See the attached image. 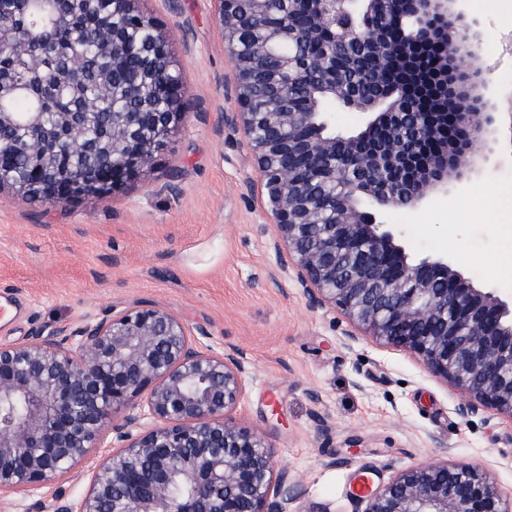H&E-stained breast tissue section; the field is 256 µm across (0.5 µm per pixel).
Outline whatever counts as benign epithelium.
I'll use <instances>...</instances> for the list:
<instances>
[{"label": "benign epithelium", "mask_w": 512, "mask_h": 512, "mask_svg": "<svg viewBox=\"0 0 512 512\" xmlns=\"http://www.w3.org/2000/svg\"><path fill=\"white\" fill-rule=\"evenodd\" d=\"M458 0H304L316 20L334 27L327 53L349 52L360 40L357 19L407 20L429 41L448 45L453 66L448 83L467 100L457 112L465 126L455 151H440L409 191L390 187L389 175L411 164L404 127L419 140L435 138L448 114L417 112L398 85L370 102L358 87L331 93L339 104L365 115V126L383 125L382 143L359 153L357 171L331 170L336 189L318 194L293 164L336 159V141L357 146L359 132L330 131L329 113L297 112L284 86L267 89L263 111L246 87L269 68L277 49L299 57L313 31L298 32L285 14L264 25L260 39H246L247 19L263 20L269 0H213L215 20L234 63L233 111L224 124L242 134L265 189L275 233L271 247L313 309H338L360 330L387 346L416 354L437 377L453 382L468 400L467 417L479 407L512 416V295L476 288L445 257L410 259L400 232L378 224L363 209L383 212L416 207L448 190L489 160L490 135L506 124L512 134V104L486 111V87L474 60L481 47L452 32L469 29ZM114 15L150 29L157 60L171 63L169 35L137 0H108ZM406 39L392 24L373 43L382 51ZM97 57L121 60L126 37L103 28ZM50 45L39 30L14 17H0V56L25 55L27 79L0 69V98L30 84L45 90L65 86V112H8L0 130L21 127L25 136L0 141V155L24 157L26 172L1 180L0 189L55 207L102 196L137 179L178 130L186 116L188 89L178 84L164 112L149 99L115 83L96 57L81 53L45 75L40 62ZM96 72L90 99L83 79ZM123 95L132 112H112L93 140L89 116ZM80 159L78 170L59 165L58 151ZM246 360L235 347L224 354L202 349L175 312L149 302L100 320L39 334L18 344H0V498L64 479L93 447L102 428L112 429V453L91 473L78 500L61 496L52 512H288L300 498L290 470L278 466L274 446L238 423L233 413L246 391ZM145 400L151 426L137 412ZM355 512H512L490 475L464 463L431 461L398 472L357 499Z\"/></svg>", "instance_id": "obj_1"}]
</instances>
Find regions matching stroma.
I'll return each instance as SVG.
<instances>
[{
	"label": "stroma",
	"mask_w": 512,
	"mask_h": 512,
	"mask_svg": "<svg viewBox=\"0 0 512 512\" xmlns=\"http://www.w3.org/2000/svg\"><path fill=\"white\" fill-rule=\"evenodd\" d=\"M168 31L190 97L181 128L140 179L51 207L0 192V343L148 301L176 312L204 350L250 362L237 421L263 435L302 486L295 512H354L361 488L435 460L485 468L512 498V415L461 416L465 394L422 361L367 335L340 312L310 308L270 248L265 198L240 134L224 125L233 67L211 0H140ZM490 101L512 100V0H464ZM179 174L168 189L170 171ZM512 143L467 181L420 208L378 213L413 258L445 257L480 288L511 293L496 218L512 214ZM112 445L105 429L62 486L87 491Z\"/></svg>",
	"instance_id": "stroma-1"
}]
</instances>
